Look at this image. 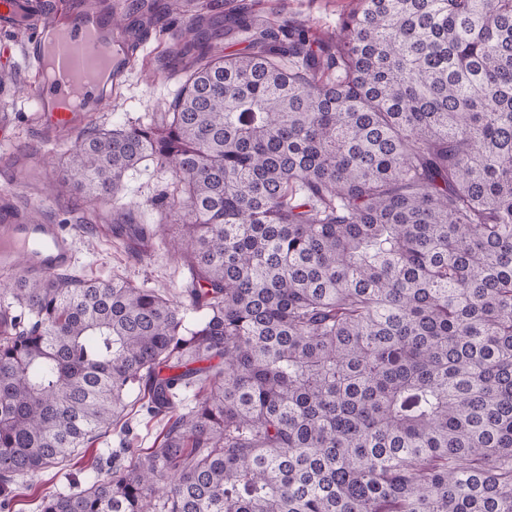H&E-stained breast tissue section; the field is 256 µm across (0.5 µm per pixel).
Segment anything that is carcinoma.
<instances>
[{
    "label": "carcinoma",
    "mask_w": 512,
    "mask_h": 512,
    "mask_svg": "<svg viewBox=\"0 0 512 512\" xmlns=\"http://www.w3.org/2000/svg\"><path fill=\"white\" fill-rule=\"evenodd\" d=\"M351 3L241 54L191 18L161 119L80 131L54 191L168 173L192 287L0 290V512L49 469L36 512H512V0Z\"/></svg>",
    "instance_id": "carcinoma-1"
}]
</instances>
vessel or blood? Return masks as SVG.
Wrapping results in <instances>:
<instances>
[{
	"label": "vessel or blood",
	"mask_w": 512,
	"mask_h": 512,
	"mask_svg": "<svg viewBox=\"0 0 512 512\" xmlns=\"http://www.w3.org/2000/svg\"><path fill=\"white\" fill-rule=\"evenodd\" d=\"M31 17V31L44 38L37 57L53 68L52 79L36 80L28 89L36 104L33 121L51 137L74 132L80 116L71 112L72 101L99 99V76L105 71L112 74L113 95H120L135 69L136 55L125 32L105 29L97 8L85 9L66 26L41 6ZM74 261L73 240L60 225L35 223L25 211L0 206L1 281L19 274L39 278Z\"/></svg>",
	"instance_id": "1"
}]
</instances>
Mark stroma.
<instances>
[{
  "label": "stroma",
  "instance_id": "1",
  "mask_svg": "<svg viewBox=\"0 0 512 512\" xmlns=\"http://www.w3.org/2000/svg\"><path fill=\"white\" fill-rule=\"evenodd\" d=\"M351 0H193L181 13H162L158 23L139 37L138 61L123 96L101 108L88 107V126L107 128L141 123L149 116L167 111L183 80L182 74L170 73L166 64L177 37L189 15L204 13L221 20L245 8L265 25L277 28L288 23L310 27L320 38L335 37L340 16L350 8ZM32 107L27 95L10 90L0 93V119L9 125L7 141H0V156L20 150L44 154L42 176L53 184L65 176L64 163L74 144L73 137L45 141L36 136L26 117ZM168 174L154 166L129 172L122 192L111 211L93 209L85 194L71 191L64 196L46 193L36 196L21 182L0 180V196L5 195L39 213L45 221L72 227L75 242L74 268L87 278L106 279L120 274L135 283L181 298L192 285L186 262L168 249L156 245L137 256L118 247L112 238L100 235L96 227L111 223L114 214L130 215L136 223L156 228L162 215L150 200L164 189Z\"/></svg>",
  "mask_w": 512,
  "mask_h": 512
}]
</instances>
